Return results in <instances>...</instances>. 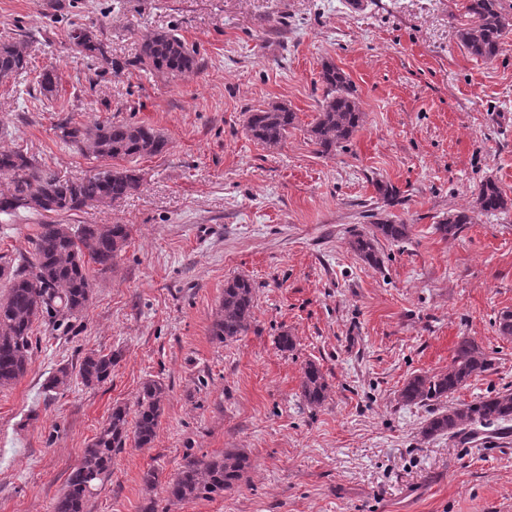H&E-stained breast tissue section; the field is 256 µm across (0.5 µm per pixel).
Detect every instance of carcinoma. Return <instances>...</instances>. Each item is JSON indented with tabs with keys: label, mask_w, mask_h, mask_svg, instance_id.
Instances as JSON below:
<instances>
[{
	"label": "carcinoma",
	"mask_w": 512,
	"mask_h": 512,
	"mask_svg": "<svg viewBox=\"0 0 512 512\" xmlns=\"http://www.w3.org/2000/svg\"><path fill=\"white\" fill-rule=\"evenodd\" d=\"M471 22L458 30L461 45L473 56L492 62L503 52L502 35L509 27L501 0H468ZM70 39L77 53L108 66L112 59L104 44L91 31L76 27ZM136 64L176 77L198 66L197 50L172 29L159 31L141 41ZM29 60L22 42L0 41V78L27 73ZM324 99L311 127L318 152L330 155L349 141L362 124V112L356 102L349 77L333 63L321 73ZM296 113L287 106L274 104L247 113L246 130L256 141L269 147L283 143ZM61 139L74 151L96 158L124 161V165L79 179H64L36 164L21 151L0 153V175L13 183L12 193L0 197V214L19 210L43 213H67L85 207L111 204L136 192L141 184L139 170L132 163L163 153L166 137L154 127L128 121H110L85 126L68 121L60 125ZM475 205L491 212L504 208L507 200L493 180L480 187ZM471 223L464 211L448 215L436 225L443 236H454L461 225ZM409 225L389 221L375 224L370 234H357L352 249L365 262L383 263L378 237L391 242L405 239ZM130 229L126 224L38 225L28 254L6 260L0 257V387L23 377L33 351V324L44 319L55 326L66 325L82 315L92 296L95 275H103L116 265L128 245ZM255 289L243 277L224 286V294L215 311L210 334L220 343L245 335L254 319ZM119 352H92L81 361L78 371L62 366L50 376L46 390L64 389L72 376L86 387L104 384L119 362ZM491 367L488 355L473 341L462 339L448 370L433 375L416 374L404 383L399 399L404 405H426L446 399L468 381L482 376ZM301 396L310 406H320L328 398L330 386L320 368L310 362L303 368ZM164 385L145 381L136 400L134 420L123 405L112 413L93 440L83 449L77 465L69 472L63 492L53 503V512H85L89 498L112 476V461L128 444L145 448L154 441L164 402ZM474 425L512 431V392L483 396L459 406L434 412L421 427L422 437L457 438ZM252 468L250 456L242 449L229 448L213 457H189L167 483V493L175 501L212 499L239 487Z\"/></svg>",
	"instance_id": "1"
}]
</instances>
